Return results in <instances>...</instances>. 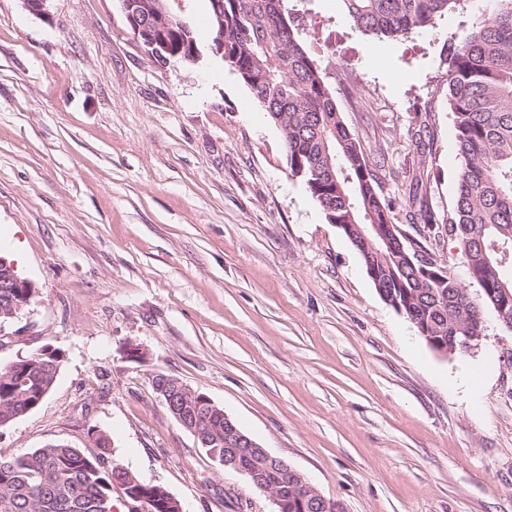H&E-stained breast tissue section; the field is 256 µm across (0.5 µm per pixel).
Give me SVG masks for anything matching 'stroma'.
<instances>
[{"mask_svg":"<svg viewBox=\"0 0 512 512\" xmlns=\"http://www.w3.org/2000/svg\"><path fill=\"white\" fill-rule=\"evenodd\" d=\"M197 61L152 62L119 0H0V255L38 291L0 320V361L65 358L0 456L97 433L185 512H275L201 448L155 375L206 394L336 512H512V331L484 310L467 357L435 352L386 304L304 184L279 130L209 50L208 0H168ZM490 0L398 40L352 28L343 0H288L347 127L385 161L382 193L423 254L478 297L454 236L406 221L418 171L451 212L461 160L444 50ZM135 342L138 360L123 348ZM474 380L469 397L463 377Z\"/></svg>","mask_w":512,"mask_h":512,"instance_id":"obj_1","label":"stroma"}]
</instances>
